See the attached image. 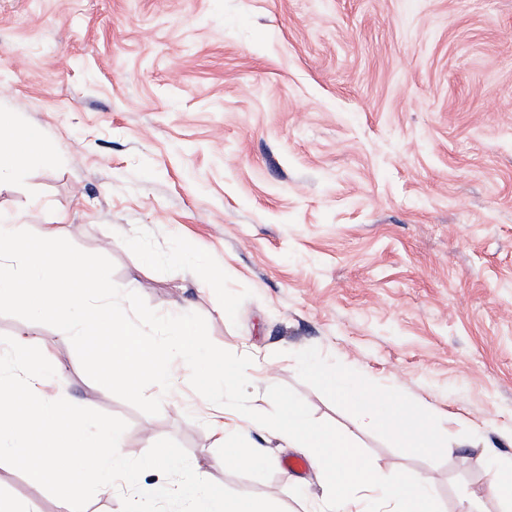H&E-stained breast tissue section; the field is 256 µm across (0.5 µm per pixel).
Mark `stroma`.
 Here are the masks:
<instances>
[{
    "label": "stroma",
    "mask_w": 512,
    "mask_h": 512,
    "mask_svg": "<svg viewBox=\"0 0 512 512\" xmlns=\"http://www.w3.org/2000/svg\"><path fill=\"white\" fill-rule=\"evenodd\" d=\"M0 114L47 144L0 182L1 212L60 223L157 312L202 315L442 512H502L468 493L487 449L512 458V0H0ZM30 331L59 397L127 421L123 456L171 438L208 480L317 512L315 470L281 466L298 449L247 426L274 471L232 473L190 386L145 414L65 333L0 314V335ZM306 358L389 391L440 448L360 429ZM0 496L58 512L14 468Z\"/></svg>",
    "instance_id": "35a3bbf8"
}]
</instances>
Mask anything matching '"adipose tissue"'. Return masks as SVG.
Returning <instances> with one entry per match:
<instances>
[{"label": "adipose tissue", "mask_w": 512, "mask_h": 512, "mask_svg": "<svg viewBox=\"0 0 512 512\" xmlns=\"http://www.w3.org/2000/svg\"><path fill=\"white\" fill-rule=\"evenodd\" d=\"M42 141L41 133L0 118V175L20 169L40 150ZM318 376L326 388L359 409L363 428L376 429L386 425L405 437L410 447L423 450L438 447L436 434L424 428L421 416L415 411L395 408L384 394L346 386L335 373L322 370Z\"/></svg>", "instance_id": "ef3b65f1"}]
</instances>
